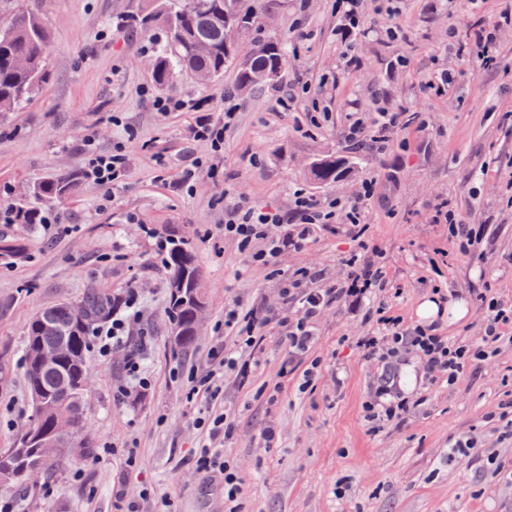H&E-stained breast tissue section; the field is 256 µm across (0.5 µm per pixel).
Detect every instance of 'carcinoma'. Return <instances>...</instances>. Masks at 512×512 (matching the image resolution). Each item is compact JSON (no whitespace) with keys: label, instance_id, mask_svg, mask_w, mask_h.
<instances>
[{"label":"carcinoma","instance_id":"carcinoma-1","mask_svg":"<svg viewBox=\"0 0 512 512\" xmlns=\"http://www.w3.org/2000/svg\"><path fill=\"white\" fill-rule=\"evenodd\" d=\"M125 22L144 32L156 26L164 30L166 40L153 63V78L161 87L172 84L182 71L216 80L233 68L236 81L224 92L236 94L277 82L286 61L287 45L279 39L257 42L247 61L224 46V26L238 24L248 32L260 27V0H141ZM50 44L47 24L32 11L17 10L0 26V112L28 101L45 82ZM346 170L336 155L328 154L314 163L311 175L319 183L331 184L345 178ZM78 184L75 174L51 177L34 184L31 193L48 208L72 195ZM41 211L19 202L12 209L14 223L33 228L40 223ZM167 272L173 344L177 350H186L197 340L202 299L200 273L188 242L173 241ZM123 301L102 288H87L76 302L61 300L38 311L26 327L23 369L29 395L37 393L41 401L31 399V418L17 429L12 444L27 445V462L38 465L43 475H53L68 462L71 447L61 448L58 460L45 462L34 442H24L31 430L60 438L70 434L80 456L94 454L95 439L86 431L85 413L88 339L95 327L123 308ZM47 351L59 352V360L41 364L40 356ZM64 406L71 408L65 424L59 419Z\"/></svg>","mask_w":512,"mask_h":512}]
</instances>
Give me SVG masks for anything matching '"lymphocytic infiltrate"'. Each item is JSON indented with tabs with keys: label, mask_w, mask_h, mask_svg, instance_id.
Masks as SVG:
<instances>
[{
	"label": "lymphocytic infiltrate",
	"mask_w": 512,
	"mask_h": 512,
	"mask_svg": "<svg viewBox=\"0 0 512 512\" xmlns=\"http://www.w3.org/2000/svg\"><path fill=\"white\" fill-rule=\"evenodd\" d=\"M465 6L473 21L466 31L449 27L448 42L456 46L458 56L475 58L483 65L495 62L497 34L502 27L512 26V8L500 12L495 21H487L482 13L484 0H465ZM421 113L401 106H387L350 121L344 129V139L354 146L364 144L385 150L394 132L409 128L410 124L422 123ZM126 156L122 147L106 153L89 154L84 168V178L92 185L110 189L121 176ZM374 195L373 181H365L361 191L343 199L319 201L303 190L293 194L290 214H282L253 204L246 197L224 207V236L234 241L252 264L266 269L269 278L284 286V295L297 307L295 315H278L258 309L230 306L224 310V326L233 331V344H218L209 352V365L204 374H188L192 391H204L217 395L224 385L225 375H234L238 385H246L249 373L243 364V354L262 351L271 326L284 327L282 338L287 348L288 362L307 361L305 382H312L318 361L308 355L316 343V324L322 311L340 300L360 307L370 290L383 287L386 273L376 264L374 257H351L349 272L343 281L325 283L323 270L316 268L287 269L280 257L284 252L302 251L318 228H330L337 224H360L364 210ZM431 220L448 227L450 237L460 249L466 250L478 244L486 235L485 227L466 223L447 204L435 205ZM483 310V334L475 342H450L448 337L437 334L434 327L417 326L404 328L395 318L382 316L378 323L381 332L376 336H362L356 341L364 358L389 367L402 354L410 352L418 356L431 377L455 382L467 362H482L495 356L502 339L501 328L512 323V305L507 306L489 295H481ZM139 292L128 288L125 308L115 314L111 322L94 330L91 345L101 359H109L115 350H123L127 385L118 389L127 394L130 386L145 389L150 385L142 360L129 348L131 325L141 323Z\"/></svg>",
	"instance_id": "lymphocytic-infiltrate-1"
}]
</instances>
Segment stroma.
Listing matches in <instances>:
<instances>
[{
    "label": "stroma",
    "mask_w": 512,
    "mask_h": 512,
    "mask_svg": "<svg viewBox=\"0 0 512 512\" xmlns=\"http://www.w3.org/2000/svg\"><path fill=\"white\" fill-rule=\"evenodd\" d=\"M132 2L0 0V19L19 8L34 11L52 41L46 82L19 108L0 113V210L48 176L81 172L86 138L100 151L123 144L128 158L113 201L83 182L56 205L55 225L0 223V239L23 246L21 257L0 258V300L10 305L0 318V448L31 415L21 365L27 323L86 288L138 289L151 382L117 399L126 378L123 352L107 361L90 353L86 416L96 455L65 464L53 480L39 477L0 495L14 501L15 512H122L128 504L141 512H224L223 475L194 465L210 442L242 479L238 512H512V427L499 418L512 403V325L504 326L497 355L455 383L418 375L403 391L412 402L405 418L377 429L363 405L380 370L355 344L377 325L340 304L318 321L312 355L320 367L306 392L298 390L301 371L281 372L286 348L276 328L248 386L225 377L215 398L186 388L188 372H204L209 349L225 338V307L283 308L279 282L224 237L228 194L287 212L295 190L321 200L347 197L375 179L357 229L317 231L304 250L282 255L283 266L317 267L335 282L359 241L374 244L388 285L371 295L370 306H385L412 328L425 297L466 299L468 316L440 328L454 341L482 333L478 292L512 304V29L501 32L497 60L484 68L448 47L449 25L463 30L470 23L465 11L451 15L440 0H404L398 22L406 37L389 41L377 32L378 0H368L352 33L363 65L350 74L340 68L334 0H274L262 33L292 47L281 76L237 96L223 158L187 190L182 180L192 159L211 153L192 129L201 117L218 118L235 74L203 82L182 72L169 87L156 86L152 65L164 32L121 24ZM401 58L407 66H398ZM437 69L456 74L441 93L425 86ZM148 87L189 109L155 111L143 95ZM316 103L328 117L314 127L308 115ZM387 105L424 113L426 122L394 134L385 151L351 152L343 131L352 113ZM336 152L354 155L351 175L329 185L313 181V159ZM442 202L467 223L486 225L471 252L459 251L447 225L431 222L430 209ZM147 225L186 239L196 255L206 307L197 342L186 351L172 344L168 273L154 262ZM207 409L230 416V436L213 441L196 425ZM269 427L275 437L268 443L262 433ZM470 437L476 449L463 447Z\"/></svg>",
    "instance_id": "stroma-1"
}]
</instances>
